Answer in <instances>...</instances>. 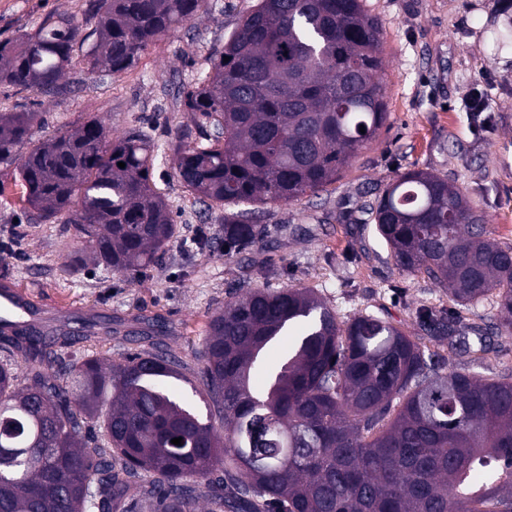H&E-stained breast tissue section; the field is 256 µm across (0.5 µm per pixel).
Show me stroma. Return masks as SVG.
I'll return each instance as SVG.
<instances>
[{"mask_svg":"<svg viewBox=\"0 0 512 512\" xmlns=\"http://www.w3.org/2000/svg\"><path fill=\"white\" fill-rule=\"evenodd\" d=\"M257 0H208L207 10L174 34L158 37L135 67L87 76L74 60L62 91L45 95L0 87V112L40 111L32 129L44 141L95 116L122 135L139 121L157 117L153 136L186 120L183 85L210 68L214 47L223 45ZM381 27L390 118L340 179L318 196L260 207L255 220L266 229L261 251L231 257L209 249L185 254L184 239L224 236L219 212L196 203L174 176L172 154L159 157L153 183L177 215L179 238L143 275H122L87 266L68 267L77 245L64 224L23 216L13 170L0 164L6 197L0 199V239L16 245L0 250V269L50 309H81L84 318L112 323L111 340L87 342L86 355L117 359L160 344L198 370L214 312L240 284L279 289H315L340 319L373 313L413 336L425 353L467 368L446 339L421 327V310L457 313L461 327L483 325L497 312L495 299L457 307L422 273L400 272L376 238L365 201L381 194L397 175L421 169L457 184L485 214L486 230L512 247V0H363ZM91 18L90 0H0V41L36 32L50 15ZM485 92L490 112L480 116L463 100Z\"/></svg>","mask_w":512,"mask_h":512,"instance_id":"1","label":"stroma"}]
</instances>
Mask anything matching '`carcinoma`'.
Listing matches in <instances>:
<instances>
[{
  "mask_svg": "<svg viewBox=\"0 0 512 512\" xmlns=\"http://www.w3.org/2000/svg\"><path fill=\"white\" fill-rule=\"evenodd\" d=\"M206 7L95 0L87 34L77 16L52 15L0 42V86L56 93L77 49L89 75L125 72ZM383 65L362 0H257L182 88L199 136L175 133L174 175L213 209L239 207L224 213V254L264 241L251 207L325 191L387 126ZM39 120L0 113V163L21 202L67 225L78 264L145 272L176 234L151 180L161 147L97 118L34 141ZM363 209L401 271L464 308L496 299L475 343L442 311L422 312L421 326L471 364L486 339L512 335V248L486 235L460 188L408 170ZM292 331L288 358L255 390L265 351ZM91 339H112V323L0 331L27 368L21 387L0 364V512H512V377L448 369L373 314L341 323L312 288H242L213 314L195 372L204 413L168 385L191 379L157 346L118 361L73 351L58 365L54 347Z\"/></svg>",
  "mask_w": 512,
  "mask_h": 512,
  "instance_id": "obj_1",
  "label": "carcinoma"
}]
</instances>
